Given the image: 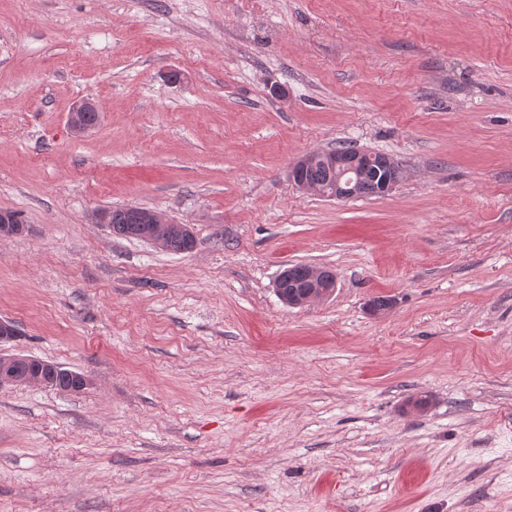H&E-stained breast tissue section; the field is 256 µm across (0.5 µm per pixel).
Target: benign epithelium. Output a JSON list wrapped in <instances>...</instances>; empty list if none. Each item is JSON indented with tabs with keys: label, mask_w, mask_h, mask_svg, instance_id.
<instances>
[{
	"label": "benign epithelium",
	"mask_w": 512,
	"mask_h": 512,
	"mask_svg": "<svg viewBox=\"0 0 512 512\" xmlns=\"http://www.w3.org/2000/svg\"><path fill=\"white\" fill-rule=\"evenodd\" d=\"M97 109V104L91 100L76 103L68 113V123L77 136H82L91 130L87 121V113ZM373 157L370 152H360L353 159H345L324 151L310 152L292 163L289 176L296 186L302 190L323 192L328 199H349L357 194V182L364 177H372L378 182V193L387 194L399 180L400 170L397 164L389 157L380 167L370 168L367 159ZM321 162L332 172L336 173V180L327 187H320L307 181L303 174L306 170ZM137 222L141 224H167L169 231L180 235L191 236L193 232L187 224L172 222L163 213L156 210H140L136 213ZM328 275L324 269L310 267L307 272L300 295L291 299V307L305 306L313 301L326 298L332 294V288L327 285ZM18 359L15 356H0V387L11 385H36L38 381L19 378L16 376L14 366Z\"/></svg>",
	"instance_id": "obj_1"
}]
</instances>
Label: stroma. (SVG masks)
I'll return each mask as SVG.
<instances>
[{"mask_svg":"<svg viewBox=\"0 0 512 512\" xmlns=\"http://www.w3.org/2000/svg\"><path fill=\"white\" fill-rule=\"evenodd\" d=\"M342 144L393 189L290 181ZM0 210V355L92 379L0 388V512H512V0H0ZM97 104L91 100H83L76 103L68 113V123L76 136H82L91 130V125L87 121V112L92 125L98 122ZM94 125V126H95ZM328 152L353 157L357 151L341 147ZM328 152H310L293 162L290 166L289 176L294 184L306 191L319 192L321 190L325 198L340 200L356 196L357 182L364 177H373L378 182V193L380 195H385L391 191L399 180L400 170L397 164L388 156L385 157V161L379 168L371 169L366 160L373 157L370 152H359L353 159H345ZM317 162H322L333 173L336 172V180L327 187H320L312 183L324 184L330 175L329 171L320 164L309 168ZM304 173L305 177L312 182L303 177ZM378 193L370 182H365L360 187L358 196H380ZM126 207H115L105 210L111 214L109 227L112 233L128 239L143 240L145 238L160 237L163 240L164 249L173 253H189L196 247V240L185 239L182 236L167 233L164 227L159 224H168L169 231L185 236H193V232L187 224L172 222L163 213L156 210H138L136 213L137 222L131 224L127 219ZM103 214L102 219L108 223V215ZM291 267L288 281L283 282L280 288L281 295L286 300H288V297H290L292 293L299 289L293 288V286L303 279L307 270V266L305 264H293ZM327 279L328 275L324 269L311 266L305 276L304 284L300 287L303 288V290L300 295L292 298L291 301L288 300V306H305L313 301L330 296L336 287V282L333 284L332 288H330L327 285Z\"/></svg>","mask_w":512,"mask_h":512,"instance_id":"obj_1","label":"stroma"}]
</instances>
